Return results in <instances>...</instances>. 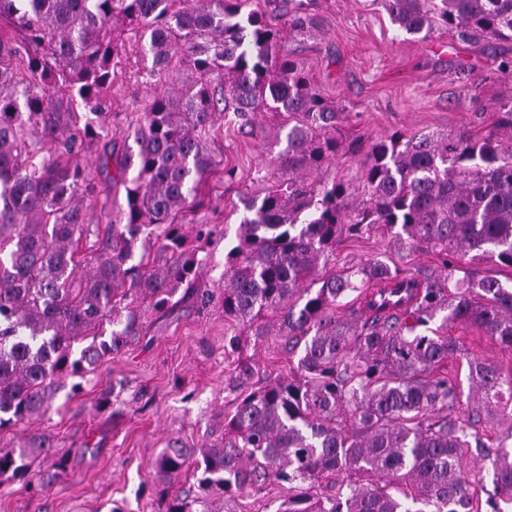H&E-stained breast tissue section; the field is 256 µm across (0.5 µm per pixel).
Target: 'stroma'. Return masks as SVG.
Listing matches in <instances>:
<instances>
[{"instance_id":"35a3bbf8","label":"stroma","mask_w":512,"mask_h":512,"mask_svg":"<svg viewBox=\"0 0 512 512\" xmlns=\"http://www.w3.org/2000/svg\"><path fill=\"white\" fill-rule=\"evenodd\" d=\"M309 30L291 32L287 17L267 8L280 29L278 51L294 61L339 114L335 136L343 143L397 133L479 137L494 130L512 108V80L500 71L512 61V39H460L436 27L412 35L394 25L381 0H310ZM112 87L110 134L119 147L134 146L143 108L154 92L181 93L190 83L177 68L148 84L135 61ZM284 118L259 114L243 127L218 119L204 138L213 155L235 168L234 180L211 175L200 187L209 207L186 210L184 233L214 225L204 244L206 263L198 281L213 294L202 311L179 307L150 315L139 339L104 359L72 394L65 378L44 417L0 428V448H16L34 433L50 435L65 471L52 459L36 460L28 479L0 486V512H165L168 500L154 478V461L167 442L191 445L224 437V418L236 394L225 381L241 358L257 364V383L287 377L290 356L276 337L260 342L246 326L224 319L222 290L228 251L237 245L242 202L263 194L288 171L275 157L284 139ZM383 254L401 268L436 265L433 254L399 247L389 238H352L336 250L338 265ZM465 349L512 370V349L479 330L452 328ZM238 347L229 350L230 337Z\"/></svg>"}]
</instances>
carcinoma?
<instances>
[{
	"mask_svg": "<svg viewBox=\"0 0 512 512\" xmlns=\"http://www.w3.org/2000/svg\"><path fill=\"white\" fill-rule=\"evenodd\" d=\"M382 4L409 34L440 25L512 38V0ZM281 5L303 30V0ZM119 20L140 36L145 78L174 63L196 74L186 93L145 104L135 154L108 140ZM280 38L251 0H0V428L43 414L55 379L81 377L137 339L141 308L210 305L198 266L213 229L198 224L190 237L176 222L204 206L199 187L221 165L200 134L225 112L246 124L279 112L288 131L276 161L291 176L243 202L223 305L224 318L248 323L256 338L283 341L297 357L294 378L257 387L255 363H237L228 386L239 403L224 442L171 440L155 461L167 484L192 468L193 485L166 512H237L236 494L268 482L287 493L278 512H476L475 452L492 457L486 503L503 512L512 453L490 448L487 433L509 420L501 440L512 439V372L469 355L448 326L469 324L512 348V284L471 269L480 260L512 268V135H384L346 146L331 134L335 107L277 56ZM88 138L115 154L112 184L126 198L117 224L88 223L77 203L96 194L81 164ZM341 152L360 156L352 173L314 183L299 175ZM374 234L433 252L440 273L408 274L383 256L330 266L342 240ZM351 295L359 305L340 313ZM454 356L480 401L467 415L445 372ZM42 455L56 456L44 434L0 448V478H26ZM216 490L222 510L211 505Z\"/></svg>",
	"mask_w": 512,
	"mask_h": 512,
	"instance_id": "cac0c4a2",
	"label": "carcinoma"
}]
</instances>
